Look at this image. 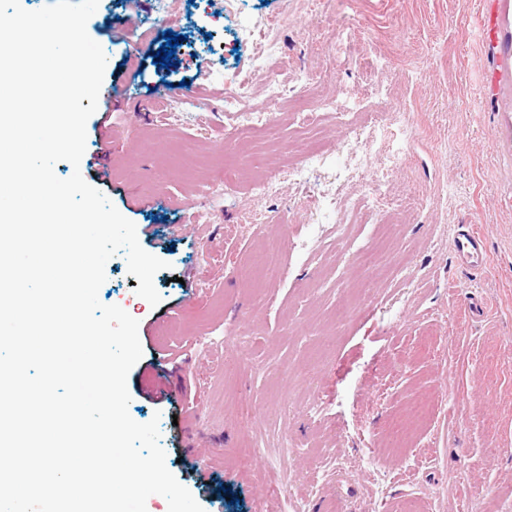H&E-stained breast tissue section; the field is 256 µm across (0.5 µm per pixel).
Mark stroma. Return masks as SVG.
<instances>
[{"label": "stroma", "instance_id": "obj_1", "mask_svg": "<svg viewBox=\"0 0 512 512\" xmlns=\"http://www.w3.org/2000/svg\"><path fill=\"white\" fill-rule=\"evenodd\" d=\"M483 0H99L87 23L108 63L100 98L112 141L87 122L80 170L133 221L144 250L169 262L136 295L124 254L106 265L99 299L139 322L141 359L129 414L161 413L166 465L204 512H261L287 469L304 512L341 497L343 512H512V0H498L495 36ZM138 16L140 28L127 20ZM281 17L272 37L279 84L251 69L245 29ZM181 41L165 68L166 32ZM245 73L260 132L227 112L224 80ZM368 118L361 171L308 167L277 175L256 197L260 157L287 164L296 143L335 157L347 125L303 134L288 111L310 95ZM236 191L218 189L225 152ZM397 163L383 197L385 156ZM348 240L294 249L281 234H314L310 205ZM484 237L487 262L454 251L461 225ZM389 234L370 275L361 247ZM276 252L283 274L262 281L253 260ZM487 309L473 319L468 304ZM439 404L411 448L389 421L424 395ZM284 449L277 457L273 448Z\"/></svg>", "mask_w": 512, "mask_h": 512}]
</instances>
